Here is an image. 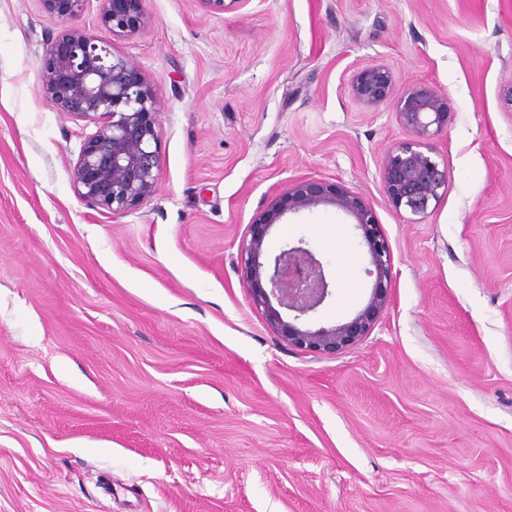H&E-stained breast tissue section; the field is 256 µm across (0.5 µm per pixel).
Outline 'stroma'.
I'll return each instance as SVG.
<instances>
[{
  "label": "stroma",
  "instance_id": "35a3bbf8",
  "mask_svg": "<svg viewBox=\"0 0 512 512\" xmlns=\"http://www.w3.org/2000/svg\"><path fill=\"white\" fill-rule=\"evenodd\" d=\"M143 9L114 45L159 102L158 185L112 215L72 186L93 125L40 92L60 19L0 0V512H512V0ZM374 64L448 96V189L420 215L384 196L407 132L349 87ZM302 180L370 205L393 257L386 308L333 354L243 284L242 239ZM301 240L331 279L311 323L350 321L374 285L352 218L285 214L262 262ZM318 232L330 246L336 249L337 274L342 284L347 286L355 268V258L348 247L342 228L337 224L329 225L319 228Z\"/></svg>",
  "mask_w": 512,
  "mask_h": 512
}]
</instances>
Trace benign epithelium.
<instances>
[{"label": "benign epithelium", "mask_w": 512, "mask_h": 512, "mask_svg": "<svg viewBox=\"0 0 512 512\" xmlns=\"http://www.w3.org/2000/svg\"><path fill=\"white\" fill-rule=\"evenodd\" d=\"M57 15L61 32L40 61L41 92L57 111L92 121L97 130L84 136L72 171L76 194L108 212L131 210L151 198L158 184L157 144L160 133L157 99L146 79L121 56L113 40L134 33L145 23L143 0H100L95 36L74 24L84 0H41ZM354 97L367 106L390 104L411 138L388 151L383 186L388 204L399 211L423 214L448 185V169L434 157L429 140L448 126V97L420 84L398 92L384 65L358 70L351 80ZM331 204L354 219L371 260L375 283L366 307L351 321L312 329L304 319L326 300L329 283L322 263L309 249L293 246L275 255L264 275L260 261L269 229L286 213ZM244 287L263 308L269 326L288 344L312 353H334L365 335L388 299L392 260L374 210L336 184L299 182L272 202L252 224L240 244ZM294 313L283 319L280 309Z\"/></svg>", "instance_id": "7a95c632"}]
</instances>
